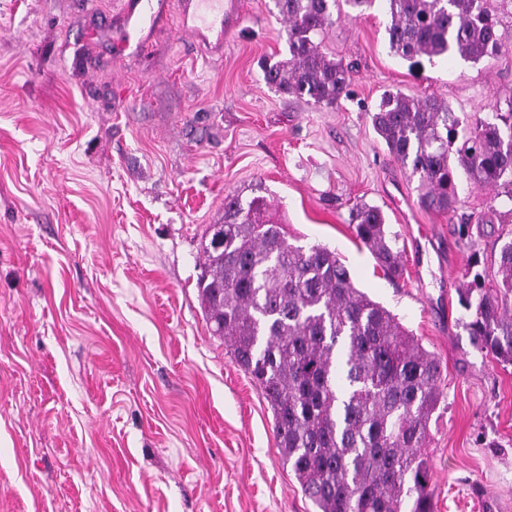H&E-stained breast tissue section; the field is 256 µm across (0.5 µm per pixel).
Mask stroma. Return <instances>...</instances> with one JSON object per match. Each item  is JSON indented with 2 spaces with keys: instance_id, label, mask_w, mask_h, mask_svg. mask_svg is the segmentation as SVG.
Returning <instances> with one entry per match:
<instances>
[{
  "instance_id": "35a3bbf8",
  "label": "stroma",
  "mask_w": 512,
  "mask_h": 512,
  "mask_svg": "<svg viewBox=\"0 0 512 512\" xmlns=\"http://www.w3.org/2000/svg\"><path fill=\"white\" fill-rule=\"evenodd\" d=\"M120 2L0 0V512H316L198 297L207 225L257 186L291 242L336 250L439 358L436 512H512V365L472 344L458 303L512 220L464 181L454 213L422 209L370 120L394 88L491 117L512 100V13L496 56L415 65L381 5L342 6L323 46L352 65L349 95L317 107L264 80L288 54L273 0H242L219 59L171 23L119 52ZM359 202L398 236L397 283L354 239Z\"/></svg>"
}]
</instances>
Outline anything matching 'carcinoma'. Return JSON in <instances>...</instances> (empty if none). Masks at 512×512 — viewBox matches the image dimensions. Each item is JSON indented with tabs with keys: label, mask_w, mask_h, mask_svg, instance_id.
I'll return each instance as SVG.
<instances>
[{
	"label": "carcinoma",
	"mask_w": 512,
	"mask_h": 512,
	"mask_svg": "<svg viewBox=\"0 0 512 512\" xmlns=\"http://www.w3.org/2000/svg\"><path fill=\"white\" fill-rule=\"evenodd\" d=\"M364 11L376 0H275L288 23V57L266 60L278 91L336 106L351 66L322 48L340 3ZM388 45L408 59L457 56L478 62L502 46L490 0H385ZM371 123L389 154L417 178L426 211L451 213L458 183L490 188L512 203V101L472 126L435 96L386 91ZM224 249L200 243V304L211 332L261 388L273 412L277 447L318 512H435L429 423L437 410L442 366L387 307L354 286L336 251L288 241L262 195L224 198ZM355 239L384 276H403L397 235L382 209L351 210ZM472 255L471 281L460 291L471 312L474 346L512 365V240L499 252L498 279Z\"/></svg>",
	"instance_id": "1"
}]
</instances>
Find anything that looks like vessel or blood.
<instances>
[{"instance_id":"b4317fda","label":"vessel or blood","mask_w":512,"mask_h":512,"mask_svg":"<svg viewBox=\"0 0 512 512\" xmlns=\"http://www.w3.org/2000/svg\"><path fill=\"white\" fill-rule=\"evenodd\" d=\"M176 8L183 26L223 38L240 12L238 0H122L124 37L120 50H143L148 32Z\"/></svg>"}]
</instances>
